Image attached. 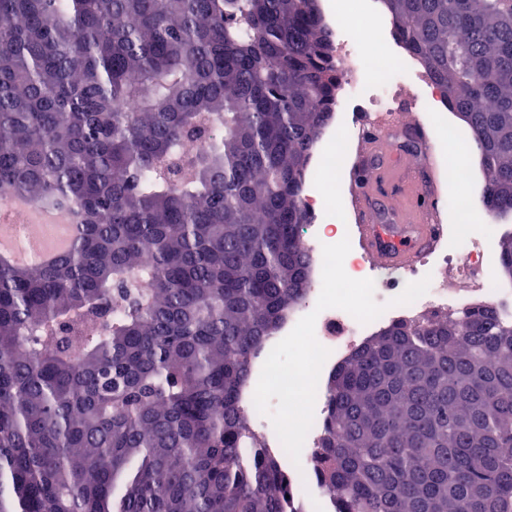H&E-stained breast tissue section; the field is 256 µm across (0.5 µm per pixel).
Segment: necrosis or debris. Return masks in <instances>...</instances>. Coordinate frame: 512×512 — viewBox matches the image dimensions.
<instances>
[{
  "instance_id": "4bbe7bcc",
  "label": "necrosis or debris",
  "mask_w": 512,
  "mask_h": 512,
  "mask_svg": "<svg viewBox=\"0 0 512 512\" xmlns=\"http://www.w3.org/2000/svg\"><path fill=\"white\" fill-rule=\"evenodd\" d=\"M374 73L372 92H365L358 82V68ZM380 64L375 57L367 56L362 66H349L342 77L337 93V106L347 114L346 124L354 140H361L364 124L361 113L352 111V104L360 99H368L372 115L400 111L402 107L416 110L422 106L424 98L436 97L437 87L420 76H411L401 71L395 74H380ZM336 230L327 224L312 223L304 227V240L312 257V289L307 308H315L322 288V247L335 237ZM484 251L480 240L472 234L466 235L460 248L449 251L445 243L435 247L413 265L402 276L403 281L416 282L429 278L430 286L426 294L411 304L388 306L387 289L394 280L365 252L351 249L345 264L346 273L355 279H373L376 289V302L384 304L385 312L376 320L362 324L344 310L328 308L320 311L315 323V336L318 342L329 349L330 354L321 372L329 374L352 351L357 349L376 330L382 329L402 318L414 317L419 311L429 309L435 312L452 309L463 311L480 303H491L499 308L512 311V285L497 279L483 276ZM456 271L455 286L445 289L444 283L449 271Z\"/></svg>"
}]
</instances>
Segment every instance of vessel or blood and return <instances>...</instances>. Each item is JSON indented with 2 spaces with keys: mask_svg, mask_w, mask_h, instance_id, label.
Segmentation results:
<instances>
[{
  "mask_svg": "<svg viewBox=\"0 0 512 512\" xmlns=\"http://www.w3.org/2000/svg\"><path fill=\"white\" fill-rule=\"evenodd\" d=\"M391 132L386 124L373 123L365 133L366 163L360 182L359 198H370L374 184L400 183L407 209L393 208L386 213V224H364L360 233L367 252L388 269H401L415 256L431 248L442 232L437 201L428 178L415 176L399 180V164L391 150Z\"/></svg>",
  "mask_w": 512,
  "mask_h": 512,
  "instance_id": "vessel-or-blood-1",
  "label": "vessel or blood"
}]
</instances>
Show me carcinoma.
I'll return each instance as SVG.
<instances>
[{
  "mask_svg": "<svg viewBox=\"0 0 512 512\" xmlns=\"http://www.w3.org/2000/svg\"><path fill=\"white\" fill-rule=\"evenodd\" d=\"M383 2L512 215V0ZM333 51L319 0H0V186L76 226L0 258V512H305L240 393L308 295ZM507 448L512 316L484 308L372 335L308 456L332 512H512Z\"/></svg>",
  "mask_w": 512,
  "mask_h": 512,
  "instance_id": "1",
  "label": "carcinoma"
}]
</instances>
